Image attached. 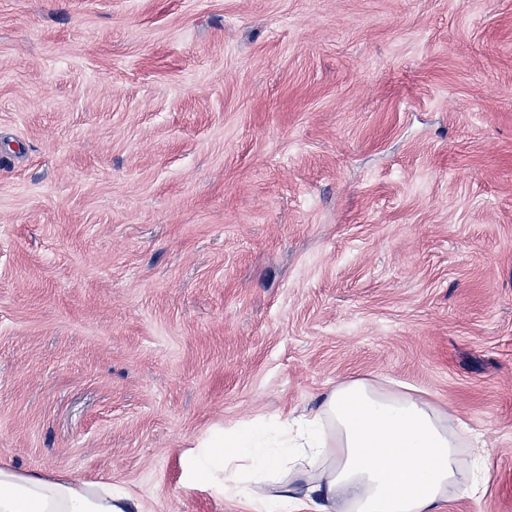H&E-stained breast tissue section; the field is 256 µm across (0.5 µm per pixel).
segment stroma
I'll use <instances>...</instances> for the list:
<instances>
[{
  "label": "stroma",
  "instance_id": "1",
  "mask_svg": "<svg viewBox=\"0 0 512 512\" xmlns=\"http://www.w3.org/2000/svg\"><path fill=\"white\" fill-rule=\"evenodd\" d=\"M367 375L512 512V0H0V461L246 512L186 451Z\"/></svg>",
  "mask_w": 512,
  "mask_h": 512
}]
</instances>
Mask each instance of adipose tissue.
Wrapping results in <instances>:
<instances>
[{"label":"adipose tissue","instance_id":"ef3b65f1","mask_svg":"<svg viewBox=\"0 0 512 512\" xmlns=\"http://www.w3.org/2000/svg\"><path fill=\"white\" fill-rule=\"evenodd\" d=\"M492 451L465 423L412 386L359 377L317 409L212 434L187 457L188 482L251 512H441L476 497L488 477L461 455ZM131 493L61 474L0 465V512H136Z\"/></svg>","mask_w":512,"mask_h":512}]
</instances>
